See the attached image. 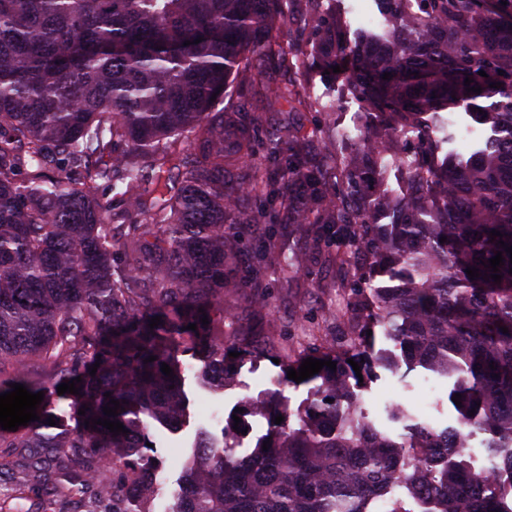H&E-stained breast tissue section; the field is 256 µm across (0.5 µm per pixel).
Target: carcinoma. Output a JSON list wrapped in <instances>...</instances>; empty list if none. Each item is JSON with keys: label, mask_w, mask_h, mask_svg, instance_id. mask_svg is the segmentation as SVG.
Segmentation results:
<instances>
[{"label": "carcinoma", "mask_w": 512, "mask_h": 512, "mask_svg": "<svg viewBox=\"0 0 512 512\" xmlns=\"http://www.w3.org/2000/svg\"><path fill=\"white\" fill-rule=\"evenodd\" d=\"M382 2L388 39L346 44L337 19L315 20L324 66H339L368 109L361 145L348 156L336 151L339 204L326 195L330 172L309 156L305 136L291 127L274 133L270 153L288 140V198L280 202L288 223L313 224L318 234L351 226L352 249L372 266L396 268L402 284L366 298L368 326L348 348L312 355L336 369L301 381L311 386L307 407L263 402L270 420L284 417L266 435L268 449L261 442L244 456L197 449L173 512H369L388 483L405 493L397 512H409L408 500L430 501L431 512H512L502 508L508 497L472 506L489 476L471 470L462 445L445 446L448 463L437 466L430 449L442 442L427 424L411 425V447L359 409L328 425L359 402L357 390L375 368L393 366L368 334L380 325L407 369L455 376L461 423L487 434V451L512 475V255L500 247L512 246V12L502 0H416L410 12L402 0ZM287 6L0 0V394L14 383L44 390L23 372L36 359L55 385L75 382L73 407L90 421L70 428L41 404L40 419L0 428V448L59 449L29 461L28 480L12 498L70 473L78 492L92 475L110 472L112 493L122 494L150 459L145 418L167 423L185 413L179 356L224 361L226 346L201 318L224 306V258L235 235L225 176L251 155V136L216 106L234 75L268 63L294 67L272 39ZM468 77L482 92H467ZM479 98L490 104L476 105ZM439 107L475 110L500 135L463 163H439L436 127L422 120ZM184 135L193 137V152L177 158L174 140ZM400 138L415 144L414 186L394 203L369 191ZM151 182L163 188L148 197L142 187ZM99 186L127 210L149 212L151 222L118 223L112 201L94 194ZM392 203L399 221L374 223L375 208ZM492 230L502 236L490 237ZM499 251L496 282L487 262ZM469 267L479 276L469 278ZM164 363L175 376L162 372ZM112 398L120 408L110 420L126 429L117 435L91 423L107 418ZM50 419L58 432H48Z\"/></svg>", "instance_id": "obj_1"}]
</instances>
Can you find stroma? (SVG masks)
<instances>
[{"mask_svg":"<svg viewBox=\"0 0 512 512\" xmlns=\"http://www.w3.org/2000/svg\"><path fill=\"white\" fill-rule=\"evenodd\" d=\"M317 10L311 0H290L288 19L274 35L280 45L299 44L295 58L308 87L311 104H288L270 99L264 102L242 94L241 79H234L224 98L234 110L233 118L252 132L253 153L229 181L230 189L252 180L268 167V136L287 124L300 127L313 145L322 146L324 165H331L336 153V132L355 124H364L365 106L351 94L343 76H323L321 63L311 52L312 30ZM434 123H446L448 141L443 152L470 154L491 134V125L463 109L433 114ZM473 131L471 145L459 139L458 126ZM287 190L282 175H273L257 193H240L239 203L230 220L246 218L236 241L233 259L225 263L236 281L225 289L224 308L229 315L215 318L213 330L223 335L242 331L244 355L225 357L223 386H215L202 369L198 357L182 355V378L189 397L181 429L167 431L163 424L152 423L155 447L151 453L163 471L164 500L173 504L183 481V463L190 456L200 431L208 428L211 405L224 408L225 421H232L238 409L247 408L256 399H268L274 382L282 375L280 360L312 350L322 341L340 343L355 336L363 322V297L354 283L364 262L353 254L342 236H315L309 228L281 221L267 223L264 215L274 210ZM433 395H426V388ZM453 381L424 373L392 372L377 369L363 392V406L369 418L391 436L402 432V425L390 421L388 409L398 403L406 406L422 421L437 429L457 424L458 412L450 397Z\"/></svg>","mask_w":512,"mask_h":512,"instance_id":"obj_1","label":"stroma"}]
</instances>
